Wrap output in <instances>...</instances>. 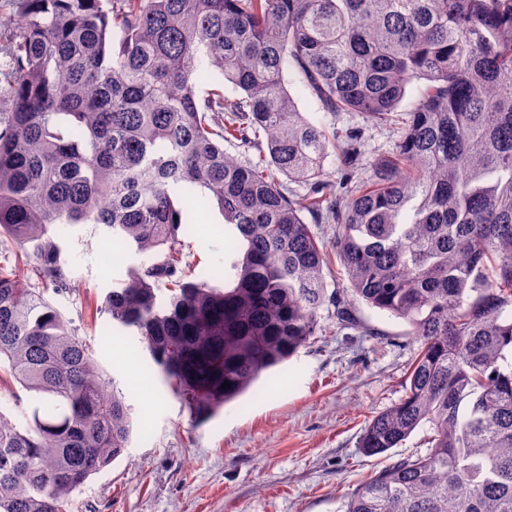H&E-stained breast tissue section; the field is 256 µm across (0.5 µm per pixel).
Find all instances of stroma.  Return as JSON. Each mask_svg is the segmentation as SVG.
<instances>
[{"mask_svg": "<svg viewBox=\"0 0 512 512\" xmlns=\"http://www.w3.org/2000/svg\"><path fill=\"white\" fill-rule=\"evenodd\" d=\"M288 91L312 123L361 128L366 155L392 151L396 134L357 113L325 112L296 75ZM229 245L223 216L208 208L185 241L183 263L223 285ZM111 246L103 226L71 228L62 257L72 289L50 297L123 390L135 421L124 454L75 492L74 512H344L383 465L362 454L359 439L368 418L404 395L409 324L361 300L354 306L369 336L322 316L327 331L314 344L263 374L256 393L196 424L160 377L137 383L149 354L136 337L112 332L104 298L140 258L129 251L104 267L98 257Z\"/></svg>", "mask_w": 512, "mask_h": 512, "instance_id": "1", "label": "stroma"}]
</instances>
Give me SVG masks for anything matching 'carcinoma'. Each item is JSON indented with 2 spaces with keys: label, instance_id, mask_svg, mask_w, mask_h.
<instances>
[{
  "label": "carcinoma",
  "instance_id": "obj_1",
  "mask_svg": "<svg viewBox=\"0 0 512 512\" xmlns=\"http://www.w3.org/2000/svg\"><path fill=\"white\" fill-rule=\"evenodd\" d=\"M290 68L327 111L400 130L392 152L328 180L359 134L311 123ZM210 69L240 95L200 94ZM0 82V240L25 258L0 265V369L35 402L0 412V512H72L132 436L124 393L44 297L69 283L60 230L101 224L142 257L105 310L203 422L322 335L321 310L362 328L304 211L340 225L352 296L416 345L359 448L431 431L344 512H512V0H21ZM195 188L236 244L222 288L182 267Z\"/></svg>",
  "mask_w": 512,
  "mask_h": 512
}]
</instances>
